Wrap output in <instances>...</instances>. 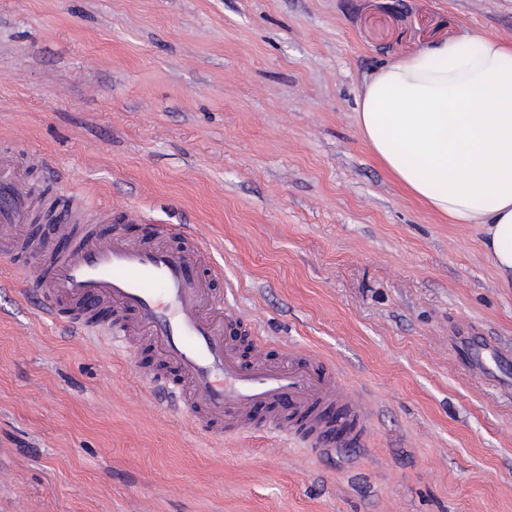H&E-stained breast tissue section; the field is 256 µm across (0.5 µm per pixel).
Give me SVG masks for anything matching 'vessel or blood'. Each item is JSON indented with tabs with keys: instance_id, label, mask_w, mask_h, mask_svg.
<instances>
[{
	"instance_id": "obj_1",
	"label": "vessel or blood",
	"mask_w": 512,
	"mask_h": 512,
	"mask_svg": "<svg viewBox=\"0 0 512 512\" xmlns=\"http://www.w3.org/2000/svg\"><path fill=\"white\" fill-rule=\"evenodd\" d=\"M43 165L34 153L22 163L0 153V241L13 256L11 277L38 289L40 317L99 343L144 340L176 370L167 390L206 435L270 432L316 453L364 443L368 403L320 354L291 349L275 360L260 336L245 352L226 338L239 316L212 286L223 267L194 235L147 224L128 206L81 224L70 207L57 217V244L38 246L26 224L40 202L21 170ZM127 224L147 226L148 240L129 239Z\"/></svg>"
}]
</instances>
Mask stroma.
<instances>
[{
    "instance_id": "35a3bbf8",
    "label": "stroma",
    "mask_w": 512,
    "mask_h": 512,
    "mask_svg": "<svg viewBox=\"0 0 512 512\" xmlns=\"http://www.w3.org/2000/svg\"><path fill=\"white\" fill-rule=\"evenodd\" d=\"M512 42V0H0V151L38 196L197 234L227 309L370 405L365 451L221 441L0 287V512H512V288L476 225L407 194L354 122L438 36Z\"/></svg>"
}]
</instances>
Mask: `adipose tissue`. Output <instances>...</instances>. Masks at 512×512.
<instances>
[{"instance_id": "1", "label": "adipose tissue", "mask_w": 512, "mask_h": 512, "mask_svg": "<svg viewBox=\"0 0 512 512\" xmlns=\"http://www.w3.org/2000/svg\"><path fill=\"white\" fill-rule=\"evenodd\" d=\"M354 120L413 197L479 226L512 288V43L474 30L386 63L365 77Z\"/></svg>"}]
</instances>
